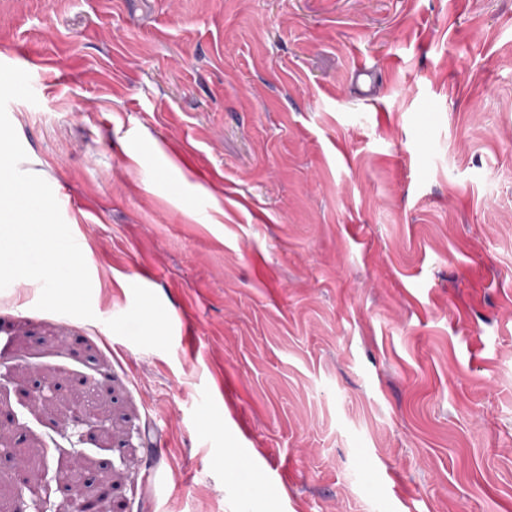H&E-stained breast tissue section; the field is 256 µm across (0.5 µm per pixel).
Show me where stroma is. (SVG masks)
<instances>
[{"mask_svg": "<svg viewBox=\"0 0 512 512\" xmlns=\"http://www.w3.org/2000/svg\"><path fill=\"white\" fill-rule=\"evenodd\" d=\"M0 63L95 313L0 290V482L512 512V0H0Z\"/></svg>", "mask_w": 512, "mask_h": 512, "instance_id": "1", "label": "stroma"}]
</instances>
